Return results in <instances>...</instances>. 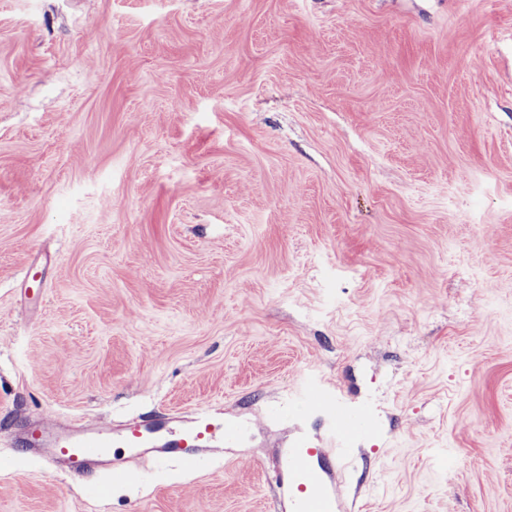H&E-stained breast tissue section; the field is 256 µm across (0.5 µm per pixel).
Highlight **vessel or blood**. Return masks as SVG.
<instances>
[{
	"label": "vessel or blood",
	"mask_w": 512,
	"mask_h": 512,
	"mask_svg": "<svg viewBox=\"0 0 512 512\" xmlns=\"http://www.w3.org/2000/svg\"><path fill=\"white\" fill-rule=\"evenodd\" d=\"M301 398L305 410L312 415L323 414L328 406L325 392L312 383L304 384ZM333 431L339 436L341 449L317 448L303 441L289 450L283 464L288 477L289 512H336L334 479L338 466L349 455L351 445L371 436L372 431L362 415L348 414L341 408L336 411ZM239 433L237 423L206 412L198 413L172 438L158 426L133 424L117 431L111 422L99 420L66 430L56 421L43 419L26 429L23 443L39 453L46 467L61 464L75 476L101 471L124 480L134 477L136 468L114 465L113 449L181 448L185 451L184 462L191 465L196 460L195 449L235 441Z\"/></svg>",
	"instance_id": "1"
}]
</instances>
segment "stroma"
I'll use <instances>...</instances> for the list:
<instances>
[{
	"label": "stroma",
	"mask_w": 512,
	"mask_h": 512,
	"mask_svg": "<svg viewBox=\"0 0 512 512\" xmlns=\"http://www.w3.org/2000/svg\"><path fill=\"white\" fill-rule=\"evenodd\" d=\"M306 380L343 512H512V0H0V512H264ZM201 411L124 483L18 438ZM304 410L307 414L323 415L328 408V398L321 387L313 383H305L301 392Z\"/></svg>",
	"instance_id": "1"
}]
</instances>
